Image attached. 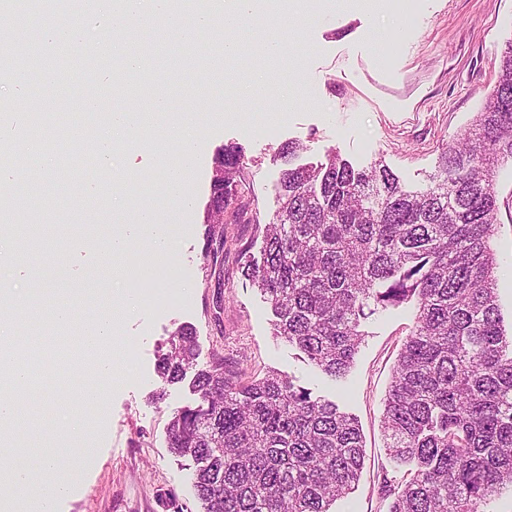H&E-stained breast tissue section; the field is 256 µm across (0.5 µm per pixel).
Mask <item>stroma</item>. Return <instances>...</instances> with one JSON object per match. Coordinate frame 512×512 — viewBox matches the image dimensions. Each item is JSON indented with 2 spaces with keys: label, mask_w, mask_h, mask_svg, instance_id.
<instances>
[{
  "label": "stroma",
  "mask_w": 512,
  "mask_h": 512,
  "mask_svg": "<svg viewBox=\"0 0 512 512\" xmlns=\"http://www.w3.org/2000/svg\"><path fill=\"white\" fill-rule=\"evenodd\" d=\"M393 35L389 52L376 37ZM287 47L288 65H267L262 47L271 37ZM241 37L249 48L247 64H226L216 56L209 35L196 41L197 69L230 67L233 86L214 85L198 93L176 85L159 72L160 83L175 86L168 106L171 120H197L195 154L187 190L192 203L182 209L164 191V163L181 153L168 138L150 137L133 153L120 154L116 167L131 175L109 192L113 171L97 169L92 182L102 194L73 191L69 210L55 208L52 191L64 162L81 163L106 129L111 92L99 95L96 112L82 114L84 79L70 80L66 91L44 81L31 83L34 64L23 59L27 91L13 102L16 110L35 104L53 106L78 123L79 139L60 155L53 134L42 141L43 154L29 155L26 141L13 142L21 168L37 165L46 192L29 198L0 238L14 242L15 230L28 228L35 251L19 254V273L0 272L7 288L38 287L43 304L10 318L11 336L30 342L46 325L55 301L80 313L69 334L82 338L96 314L111 311L114 294L134 290L137 305L125 312L112 347L116 374L101 404L78 403L71 383L18 397L20 439L35 443L62 418L72 421L75 444L87 445L91 464L79 489L59 512H166L160 497L169 495L179 512H202L192 487L191 460L172 454L167 427L173 413L198 399L188 383L163 384L156 372L159 348L181 325L193 328L197 368L223 356L226 365L248 377L277 371L313 395L336 402L358 421L365 445V469L357 489L333 502L330 512H387L380 486L396 466L385 451L384 398L415 306L404 303L378 312L362 324L365 333L348 374L331 378L311 366L295 346L273 336L270 305L248 278L246 263L261 262L263 226L279 207L280 145L300 144L297 161L315 163L336 151L355 167L383 162L406 190L419 191L434 174L443 147L464 133L493 89L500 52L512 39V0H415L405 15L398 0H296L287 22L248 24ZM244 149L243 167L224 211V259L206 257V208L215 174V158L229 144ZM499 224L492 241L497 293L505 321H512V166L493 177ZM139 207L156 211L167 224L175 248L154 255L146 241L133 240L123 279L106 276L95 251L72 248L92 233L111 237L114 223H133Z\"/></svg>",
  "instance_id": "35a3bbf8"
}]
</instances>
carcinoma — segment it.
<instances>
[{
  "label": "carcinoma",
  "mask_w": 512,
  "mask_h": 512,
  "mask_svg": "<svg viewBox=\"0 0 512 512\" xmlns=\"http://www.w3.org/2000/svg\"><path fill=\"white\" fill-rule=\"evenodd\" d=\"M281 146L280 207L264 225L263 262L247 276L274 312V335L336 379L363 342L362 323L414 302L417 313L384 399L387 454L410 476H383L389 512H485L512 489V335L506 333L490 242L497 226L493 173L512 162V40L499 75L463 137L448 142L420 192L383 164L357 170L334 153L292 167ZM243 150L216 157L212 213L228 205ZM218 261L224 229L208 225ZM193 331L179 328L159 359L166 384L195 366ZM31 384L43 368L19 354ZM195 407L172 416L168 448L194 463L204 512H329L364 468L357 420L336 403L269 373L243 379L218 356L190 381Z\"/></svg>",
  "instance_id": "cac0c4a2"
}]
</instances>
